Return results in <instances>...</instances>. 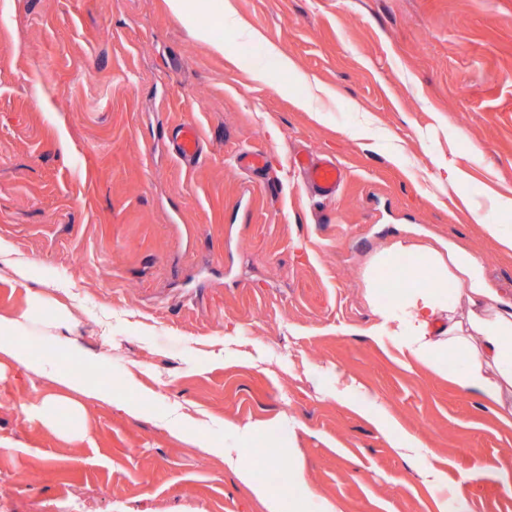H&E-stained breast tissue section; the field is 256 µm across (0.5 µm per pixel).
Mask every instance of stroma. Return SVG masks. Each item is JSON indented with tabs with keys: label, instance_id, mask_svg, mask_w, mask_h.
<instances>
[{
	"label": "stroma",
	"instance_id": "1",
	"mask_svg": "<svg viewBox=\"0 0 512 512\" xmlns=\"http://www.w3.org/2000/svg\"><path fill=\"white\" fill-rule=\"evenodd\" d=\"M299 153L343 165L334 199ZM508 191L512 0H232L187 23L167 0H0V316L38 294L71 318L0 352V512H267L224 457L271 446L305 512H512V424L373 337L383 278L418 279L377 267L399 241L465 251L512 302V250L473 218L512 235ZM50 355L83 366L54 378ZM46 397L77 427H45ZM174 148L178 158L186 164H194L201 155V139L194 123H184L174 134Z\"/></svg>",
	"mask_w": 512,
	"mask_h": 512
}]
</instances>
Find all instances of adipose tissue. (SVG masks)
<instances>
[{"label":"adipose tissue","instance_id":"adipose-tissue-1","mask_svg":"<svg viewBox=\"0 0 512 512\" xmlns=\"http://www.w3.org/2000/svg\"><path fill=\"white\" fill-rule=\"evenodd\" d=\"M411 264L428 282L397 294L402 329H389L390 315L380 311L377 337L435 371L455 358L460 364L454 375L459 389L497 409L501 419L512 420V303L484 288L469 255L452 251L444 257L424 248L414 251ZM452 281L460 285L454 298L448 295Z\"/></svg>","mask_w":512,"mask_h":512}]
</instances>
